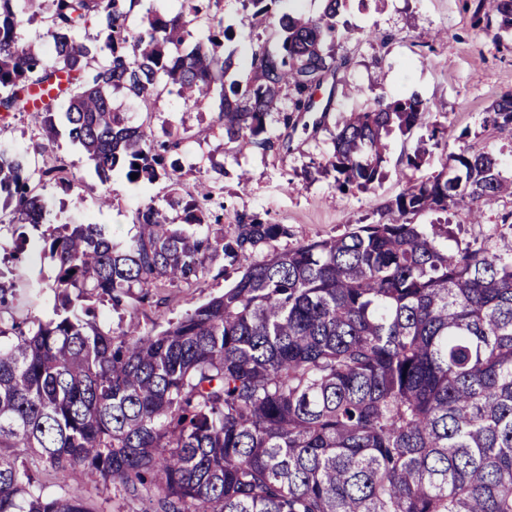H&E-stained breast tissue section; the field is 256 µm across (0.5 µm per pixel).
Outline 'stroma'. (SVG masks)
Segmentation results:
<instances>
[{"mask_svg": "<svg viewBox=\"0 0 512 512\" xmlns=\"http://www.w3.org/2000/svg\"><path fill=\"white\" fill-rule=\"evenodd\" d=\"M477 5L478 0H348L342 18L350 37L336 45L346 65L338 75L332 110L321 126L315 125L311 114L288 128L269 122V134L281 144L276 151L238 152L235 144L225 140L216 112L184 105L167 89L159 91L147 107L120 95L114 102L137 122L152 113L156 138L189 130L190 137L182 142L178 154L182 194L194 193L200 172L223 165L225 174L216 177L212 192L214 202L224 205V226L252 215L283 225L286 235L273 240L268 249L284 252L298 243L335 237L377 220L408 180L440 172L449 153L463 142L492 149L503 175L512 177V132H498L482 123L491 103L512 93V39L494 41L490 32L476 26ZM221 13L231 27L225 47L235 53L233 73L237 79H246L254 46L263 40L273 48L278 39L243 18L236 0H223ZM379 85L388 94H416L428 102L434 120L448 129V143L440 147L422 143L419 129L406 135L392 131L383 179L370 191L344 195L337 190L333 175L309 174L305 168L311 160L330 153L336 125L362 110L366 91ZM355 87L362 88V95H352ZM420 143L426 149L422 163L415 169L405 166L402 156ZM0 148L26 154L33 165L65 166L75 176L78 186L74 191L64 192L51 183L39 190L53 225L90 222L123 238L133 234L137 210L148 200H162L168 192L162 180L144 191L116 176L110 184L113 203L101 206V183L67 130H60L55 141H47L25 113L0 120ZM505 222L512 224V197L487 208L479 224L472 223L466 211H456L450 217L448 244L463 247L482 240L489 226ZM28 235L31 242L14 266L7 305L0 308L1 320L27 326L52 318L50 286L56 274L54 264L35 243L38 231L29 230ZM237 275V267L220 257L209 263L198 284L155 289L149 302L138 306L129 300L115 309L100 302L96 312L115 331L146 333L154 330L158 319H177L223 293ZM80 480L86 498L99 512H140L138 497L114 500L96 472L84 471Z\"/></svg>", "mask_w": 512, "mask_h": 512, "instance_id": "35a3bbf8", "label": "stroma"}]
</instances>
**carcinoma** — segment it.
Instances as JSON below:
<instances>
[{
  "label": "carcinoma",
  "instance_id": "obj_1",
  "mask_svg": "<svg viewBox=\"0 0 512 512\" xmlns=\"http://www.w3.org/2000/svg\"><path fill=\"white\" fill-rule=\"evenodd\" d=\"M220 2L180 0L135 27L142 0H0V117L30 112L49 139L64 125L104 186L116 174L170 182L125 239L99 224L41 233L56 268L54 318L0 321V337H12L0 342V512H97L85 469L114 496H139L141 512H512V236L494 229L451 250L448 219L416 223L462 209L479 224L512 196V177L492 152L464 146L449 167L408 182L390 218L339 237L266 253L284 226L251 216L214 232L224 204L213 207L206 176L194 196L177 189L183 137L156 139L113 94L147 106L173 87L195 107L216 102L229 142L273 151L271 114L288 126L331 111L333 95H313L344 67L333 46L349 34L346 0L308 18L282 0H236L279 36L276 50L253 49L242 82L224 56ZM480 6L495 37L512 35V0ZM34 8L49 13L48 46L24 36ZM194 23L206 40L192 41ZM431 112L416 94H375L337 129L322 168L340 191L370 190L392 130L445 134ZM484 124L512 129V94ZM36 180L77 188L62 165L31 170L0 151L10 214L0 254L17 263L30 242L22 228L45 220ZM220 255L241 275L164 329L134 336L97 321L91 301L143 303L153 288L199 282ZM40 467L66 497L45 493Z\"/></svg>",
  "mask_w": 512,
  "mask_h": 512
}]
</instances>
